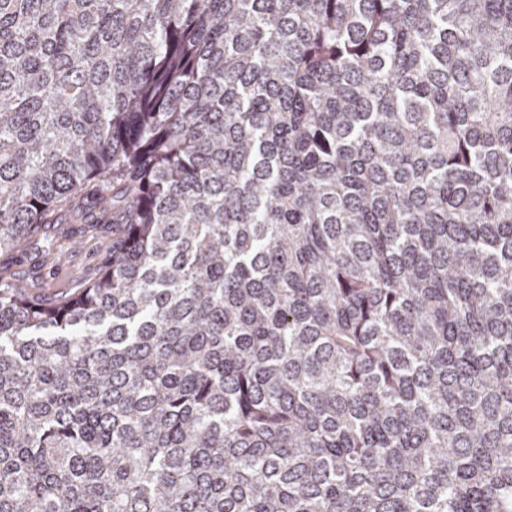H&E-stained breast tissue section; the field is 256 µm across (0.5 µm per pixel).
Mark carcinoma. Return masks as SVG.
<instances>
[{
    "label": "carcinoma",
    "mask_w": 512,
    "mask_h": 512,
    "mask_svg": "<svg viewBox=\"0 0 512 512\" xmlns=\"http://www.w3.org/2000/svg\"><path fill=\"white\" fill-rule=\"evenodd\" d=\"M0 512H512V0H0ZM68 227L70 224H55L51 228L55 251L60 255L56 264L38 266L33 250L32 255L21 264L3 269L2 277L15 274L28 284L30 292L46 297L73 292L95 279L100 267L112 253V225H90L77 247L66 237Z\"/></svg>",
    "instance_id": "cac0c4a2"
}]
</instances>
